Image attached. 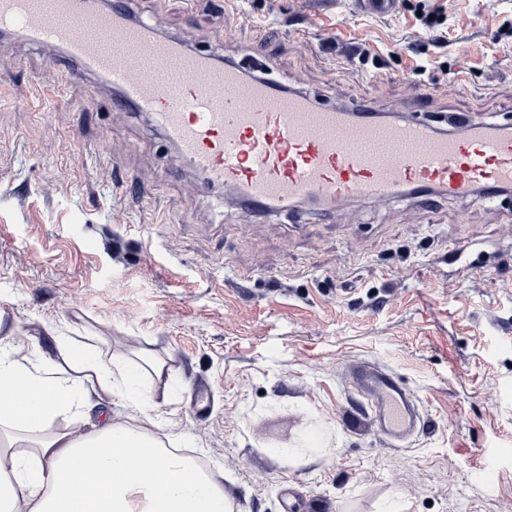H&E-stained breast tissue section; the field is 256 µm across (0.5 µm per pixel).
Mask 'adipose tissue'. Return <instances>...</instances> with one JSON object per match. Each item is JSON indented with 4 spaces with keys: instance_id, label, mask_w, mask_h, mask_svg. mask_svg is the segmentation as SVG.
<instances>
[{
    "instance_id": "ef3b65f1",
    "label": "adipose tissue",
    "mask_w": 512,
    "mask_h": 512,
    "mask_svg": "<svg viewBox=\"0 0 512 512\" xmlns=\"http://www.w3.org/2000/svg\"><path fill=\"white\" fill-rule=\"evenodd\" d=\"M48 351L0 353V512H231L223 485L170 448L146 410L159 361H103L46 327ZM23 390V399L9 390ZM138 415L80 432L101 398Z\"/></svg>"
}]
</instances>
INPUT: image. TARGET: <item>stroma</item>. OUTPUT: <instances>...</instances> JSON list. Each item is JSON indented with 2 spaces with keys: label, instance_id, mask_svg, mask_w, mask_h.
Returning a JSON list of instances; mask_svg holds the SVG:
<instances>
[{
  "label": "stroma",
  "instance_id": "stroma-1",
  "mask_svg": "<svg viewBox=\"0 0 512 512\" xmlns=\"http://www.w3.org/2000/svg\"><path fill=\"white\" fill-rule=\"evenodd\" d=\"M127 8L322 106L512 124V0H400L384 17L356 0ZM47 58L0 44V336L51 325L106 360L163 361L150 412L234 512H512V194L358 197L243 228L103 78L39 111ZM362 362L417 395L425 426L405 443L364 428L346 380Z\"/></svg>",
  "mask_w": 512,
  "mask_h": 512
}]
</instances>
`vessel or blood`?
Returning <instances> with one entry per match:
<instances>
[{
  "instance_id": "obj_1",
  "label": "vessel or blood",
  "mask_w": 512,
  "mask_h": 512,
  "mask_svg": "<svg viewBox=\"0 0 512 512\" xmlns=\"http://www.w3.org/2000/svg\"><path fill=\"white\" fill-rule=\"evenodd\" d=\"M160 26L91 0H0L1 32L20 30L30 44L59 47L72 62L40 83L39 95L91 73L106 78L205 176L197 192L231 189L252 212L311 204L332 213L357 196L384 200L407 189L460 201L512 189V133L481 115L449 116L444 130L321 107L189 52L162 38ZM348 374L370 430L400 443L422 428L416 395L392 375L364 363Z\"/></svg>"
}]
</instances>
